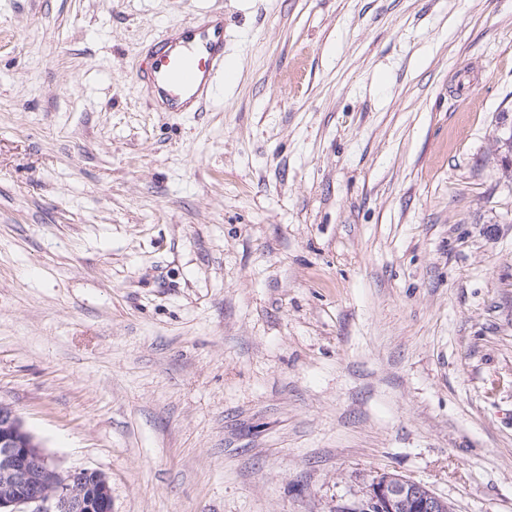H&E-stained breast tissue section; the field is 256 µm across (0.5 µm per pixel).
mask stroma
I'll list each match as a JSON object with an SVG mask.
<instances>
[{"label":"stroma","mask_w":512,"mask_h":512,"mask_svg":"<svg viewBox=\"0 0 512 512\" xmlns=\"http://www.w3.org/2000/svg\"><path fill=\"white\" fill-rule=\"evenodd\" d=\"M506 113L512 0H0V402L112 512H512ZM224 69V21L210 19L164 34L147 52L138 76L163 112H200L211 100L217 70ZM336 512H456L453 505L427 484L389 471H380L366 482L351 505Z\"/></svg>","instance_id":"obj_1"}]
</instances>
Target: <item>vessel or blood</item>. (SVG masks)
Instances as JSON below:
<instances>
[{
  "label": "vessel or blood",
  "instance_id": "b4317fda",
  "mask_svg": "<svg viewBox=\"0 0 512 512\" xmlns=\"http://www.w3.org/2000/svg\"><path fill=\"white\" fill-rule=\"evenodd\" d=\"M224 65V23L217 19L162 35L147 52L138 79L164 111H201Z\"/></svg>",
  "mask_w": 512,
  "mask_h": 512
}]
</instances>
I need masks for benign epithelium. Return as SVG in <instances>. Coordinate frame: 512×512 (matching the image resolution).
Wrapping results in <instances>:
<instances>
[{
    "mask_svg": "<svg viewBox=\"0 0 512 512\" xmlns=\"http://www.w3.org/2000/svg\"><path fill=\"white\" fill-rule=\"evenodd\" d=\"M0 512H112L108 477L60 469L12 407L0 402ZM336 512H456L427 484L389 471L366 482Z\"/></svg>",
    "mask_w": 512,
    "mask_h": 512,
    "instance_id": "benign-epithelium-1",
    "label": "benign epithelium"
}]
</instances>
